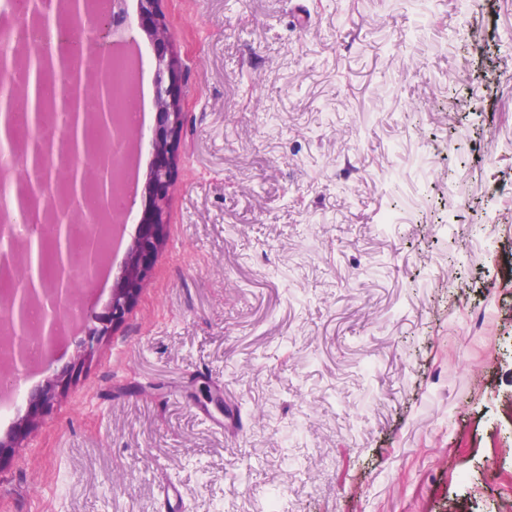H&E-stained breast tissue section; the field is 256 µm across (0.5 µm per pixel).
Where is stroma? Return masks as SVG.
I'll return each mask as SVG.
<instances>
[{
	"label": "stroma",
	"instance_id": "1",
	"mask_svg": "<svg viewBox=\"0 0 512 512\" xmlns=\"http://www.w3.org/2000/svg\"><path fill=\"white\" fill-rule=\"evenodd\" d=\"M164 9L188 97L166 246L114 333L26 376L73 373L0 512H161L168 485L177 512L276 487L281 512H512L487 462L512 447V195L488 193L512 0Z\"/></svg>",
	"mask_w": 512,
	"mask_h": 512
}]
</instances>
